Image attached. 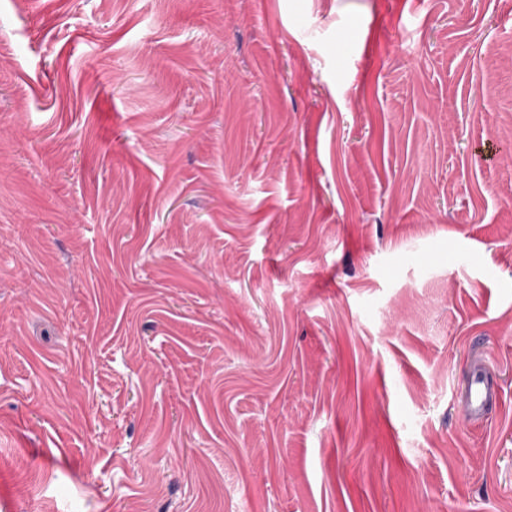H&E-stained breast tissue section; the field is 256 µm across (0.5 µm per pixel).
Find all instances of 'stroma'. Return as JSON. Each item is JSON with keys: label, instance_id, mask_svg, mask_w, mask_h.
Returning a JSON list of instances; mask_svg holds the SVG:
<instances>
[{"label": "stroma", "instance_id": "35a3bbf8", "mask_svg": "<svg viewBox=\"0 0 512 512\" xmlns=\"http://www.w3.org/2000/svg\"><path fill=\"white\" fill-rule=\"evenodd\" d=\"M0 512H512V0H0ZM496 397L495 389L484 371L476 367L469 380L464 398V416L474 419L482 416Z\"/></svg>", "mask_w": 512, "mask_h": 512}]
</instances>
